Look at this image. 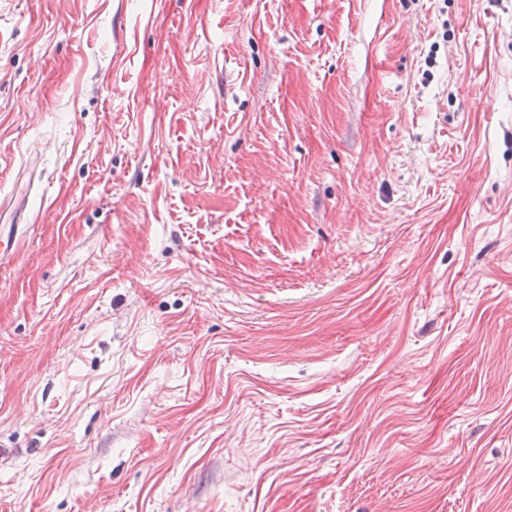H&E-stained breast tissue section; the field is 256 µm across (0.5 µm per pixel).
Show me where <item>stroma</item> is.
Here are the masks:
<instances>
[{"label":"stroma","mask_w":512,"mask_h":512,"mask_svg":"<svg viewBox=\"0 0 512 512\" xmlns=\"http://www.w3.org/2000/svg\"><path fill=\"white\" fill-rule=\"evenodd\" d=\"M0 512H512V0H0ZM28 224H1L0 225V261L12 260L16 249L25 236Z\"/></svg>","instance_id":"stroma-1"}]
</instances>
